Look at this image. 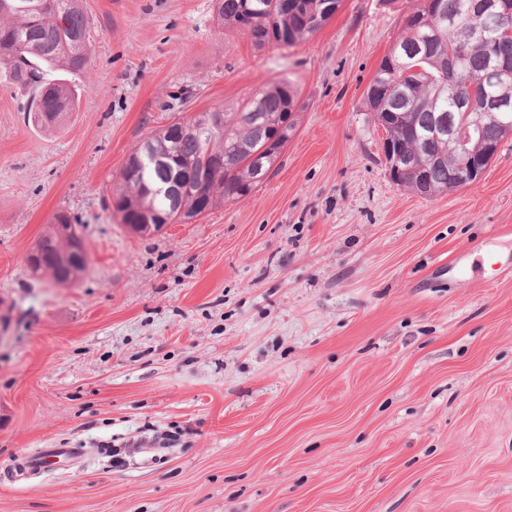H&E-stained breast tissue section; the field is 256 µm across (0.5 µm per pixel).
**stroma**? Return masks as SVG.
I'll list each match as a JSON object with an SVG mask.
<instances>
[{"mask_svg":"<svg viewBox=\"0 0 512 512\" xmlns=\"http://www.w3.org/2000/svg\"><path fill=\"white\" fill-rule=\"evenodd\" d=\"M415 0H342L256 49L215 0H84L60 128L0 72V512H512V138L475 185H396L366 88ZM286 78L296 133L246 197L140 235L107 209L153 129ZM76 217L83 278L26 257ZM465 253L463 267H454ZM74 448L58 469L19 458Z\"/></svg>","mask_w":512,"mask_h":512,"instance_id":"1","label":"stroma"}]
</instances>
